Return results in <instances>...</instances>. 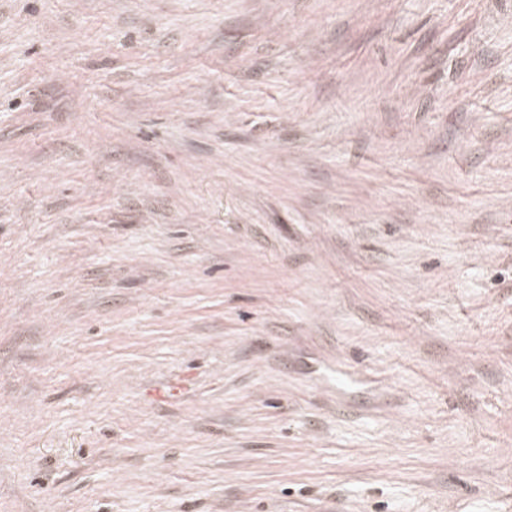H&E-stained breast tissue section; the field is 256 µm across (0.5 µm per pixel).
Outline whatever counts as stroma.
Instances as JSON below:
<instances>
[{
	"instance_id": "stroma-1",
	"label": "stroma",
	"mask_w": 512,
	"mask_h": 512,
	"mask_svg": "<svg viewBox=\"0 0 512 512\" xmlns=\"http://www.w3.org/2000/svg\"><path fill=\"white\" fill-rule=\"evenodd\" d=\"M0 512H512V0H0Z\"/></svg>"
}]
</instances>
